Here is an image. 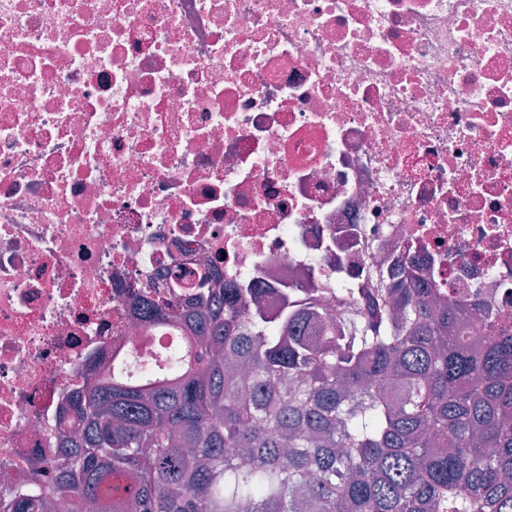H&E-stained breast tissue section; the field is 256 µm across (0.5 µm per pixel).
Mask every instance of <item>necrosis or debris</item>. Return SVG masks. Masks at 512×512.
<instances>
[{
    "instance_id": "4bbe7bcc",
    "label": "necrosis or debris",
    "mask_w": 512,
    "mask_h": 512,
    "mask_svg": "<svg viewBox=\"0 0 512 512\" xmlns=\"http://www.w3.org/2000/svg\"><path fill=\"white\" fill-rule=\"evenodd\" d=\"M400 262L512 316V0H0V512L135 296Z\"/></svg>"
}]
</instances>
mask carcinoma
Here are the masks:
<instances>
[{
    "instance_id": "cac0c4a2",
    "label": "carcinoma",
    "mask_w": 512,
    "mask_h": 512,
    "mask_svg": "<svg viewBox=\"0 0 512 512\" xmlns=\"http://www.w3.org/2000/svg\"><path fill=\"white\" fill-rule=\"evenodd\" d=\"M181 275L146 326L177 325L197 371L176 385L99 378L63 407L65 472L43 460L14 512H512V326L479 329L465 301L434 296L413 269L376 297L310 288L193 294ZM278 292L271 317L261 300ZM235 454L226 455L224 449Z\"/></svg>"
}]
</instances>
